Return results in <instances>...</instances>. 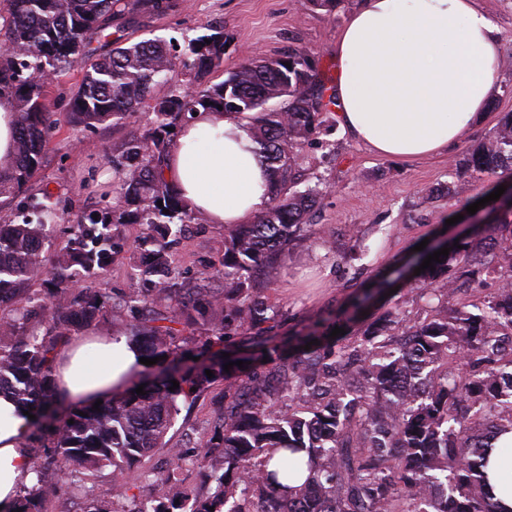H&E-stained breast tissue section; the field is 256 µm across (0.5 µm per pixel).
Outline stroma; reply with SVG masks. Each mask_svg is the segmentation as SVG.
I'll list each match as a JSON object with an SVG mask.
<instances>
[{"label":"stroma","mask_w":512,"mask_h":512,"mask_svg":"<svg viewBox=\"0 0 512 512\" xmlns=\"http://www.w3.org/2000/svg\"><path fill=\"white\" fill-rule=\"evenodd\" d=\"M162 13L134 10L113 19L112 35L121 41L152 38L183 42L223 26L228 45L221 66L209 80L217 83L254 58L274 59L293 48L309 50L319 76L332 85L336 36L358 0H338L333 11L312 7L308 0H169ZM500 30L501 67L497 94L484 120L452 151L412 161L382 157L344 132L324 135L322 145L306 148L303 183L323 179L328 193L314 210L305 235L291 241L274 268L260 274L267 303L276 314L275 332L286 340L311 329L343 328L337 346L355 345L363 324L351 322L350 300L373 287L377 276L402 265L423 240L439 236L465 239L466 227L453 223L455 201H477L490 194L496 179L456 163L462 151L484 140L499 118L512 112V0H478ZM151 109L142 107L126 123L104 122L84 131L61 124L47 146L44 163L31 180L32 190L45 189L58 202L59 224H73L111 203L120 191L112 176V158L132 134L146 133ZM224 230L207 225L175 246L173 258L184 271L199 260L218 259ZM512 277V266L499 261L480 285L443 297L442 310L459 303L483 304ZM226 383L206 389L193 404L182 405L168 433L170 445L188 446L209 438L222 406ZM112 497V470L105 467L76 478L74 485L47 504V512H85L91 501Z\"/></svg>","instance_id":"obj_1"}]
</instances>
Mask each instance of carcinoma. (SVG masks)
Segmentation results:
<instances>
[{
  "mask_svg": "<svg viewBox=\"0 0 512 512\" xmlns=\"http://www.w3.org/2000/svg\"><path fill=\"white\" fill-rule=\"evenodd\" d=\"M10 22L0 32V88L16 101L15 166L0 174V197H17L45 156L52 132L66 121L89 129L119 123L155 100L152 127L132 135L113 175L122 193L98 218L63 228L66 244L46 255L45 227L53 220L51 193L24 197L21 222L0 224V393L14 397L37 418H48V442L31 449L36 483L22 486L16 509L44 512L59 496L64 478L112 467V502L88 512H395L406 498L415 512H501L487 488L483 461L490 440L512 432V287L478 313L464 308L450 316L439 309L422 320L387 313L372 321L361 343L347 351L326 337H296L298 354L278 378V390L307 406L268 411L270 386L254 376L239 385L230 410L213 436L194 455L168 449V467L146 475L148 496L126 508L129 475L145 457L166 445L178 400H194L212 383L232 379L231 359L212 351L214 341L248 333L264 337L265 349L244 362L278 364L282 348L271 343L273 316L255 288L256 273L271 267L278 251L301 236L323 191L320 184L297 189L295 167L302 150L327 125L328 107L317 64L302 48L275 59L242 64L219 83L207 77L221 65L224 29L188 41L184 50L163 39L128 42L98 54L93 37L125 10L121 0H10ZM74 66L83 72L70 112L60 119L43 102L37 71L57 74ZM182 67L197 84L154 99L158 83ZM237 112L278 178L266 208L250 224L224 226V251L192 277L174 265L173 248L189 224L206 222L164 178V162L182 122L195 112ZM462 168L496 174L512 182V113L458 161ZM163 205H158V202ZM492 224L512 238V211L492 207ZM139 224V260L128 287L108 294L96 287L126 241L122 227ZM471 243L459 242L433 269L414 277L410 290L433 299L456 289L452 262L470 257ZM218 280L221 287L204 284ZM106 321L145 358L162 357L150 373L123 392L89 403L62 418L54 383L58 348ZM197 325L199 357L180 372L183 333ZM400 337L395 347L373 345L381 333ZM319 344L304 350L307 342ZM356 368L365 394L346 377ZM210 370L214 377L206 375ZM179 388L171 391L172 381ZM144 385V394L135 389ZM500 408L487 431L469 425L472 407ZM83 415H78L77 411ZM73 423H68V420ZM278 468L268 469L272 459ZM191 463L210 484L185 488L183 465Z\"/></svg>",
  "mask_w": 512,
  "mask_h": 512,
  "instance_id": "carcinoma-1",
  "label": "carcinoma"
}]
</instances>
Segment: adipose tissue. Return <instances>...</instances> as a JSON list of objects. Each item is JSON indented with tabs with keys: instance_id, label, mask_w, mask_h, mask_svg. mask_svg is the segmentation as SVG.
<instances>
[{
	"instance_id": "adipose-tissue-1",
	"label": "adipose tissue",
	"mask_w": 512,
	"mask_h": 512,
	"mask_svg": "<svg viewBox=\"0 0 512 512\" xmlns=\"http://www.w3.org/2000/svg\"><path fill=\"white\" fill-rule=\"evenodd\" d=\"M336 109L353 138L391 159H415L455 147L493 99L500 67L499 29L476 0H360L336 37ZM190 208L208 223L246 224L265 207L270 172L237 114L201 112L177 131L164 171ZM97 360H90V353ZM142 369L126 337L82 336L54 363L65 400L98 399ZM31 422L0 395V512H15L31 483ZM499 436L486 474L512 512V461Z\"/></svg>"
}]
</instances>
